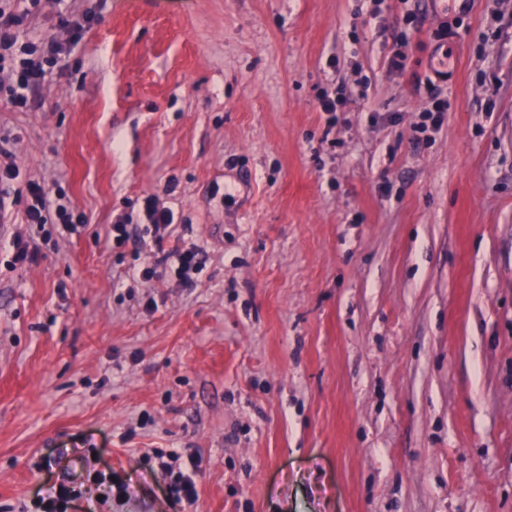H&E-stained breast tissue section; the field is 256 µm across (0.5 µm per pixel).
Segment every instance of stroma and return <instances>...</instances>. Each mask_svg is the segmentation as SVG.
<instances>
[{"instance_id": "35a3bbf8", "label": "stroma", "mask_w": 512, "mask_h": 512, "mask_svg": "<svg viewBox=\"0 0 512 512\" xmlns=\"http://www.w3.org/2000/svg\"><path fill=\"white\" fill-rule=\"evenodd\" d=\"M63 13L64 76L0 102V512L60 481L68 512H512V0H39L28 27ZM32 179L87 226L13 269ZM150 197L192 286L125 276L175 237L105 241ZM149 448L196 455L194 504ZM200 253L201 250L193 243L176 245L163 256L161 263L166 272H173L182 283L189 284L193 275L202 269Z\"/></svg>"}]
</instances>
